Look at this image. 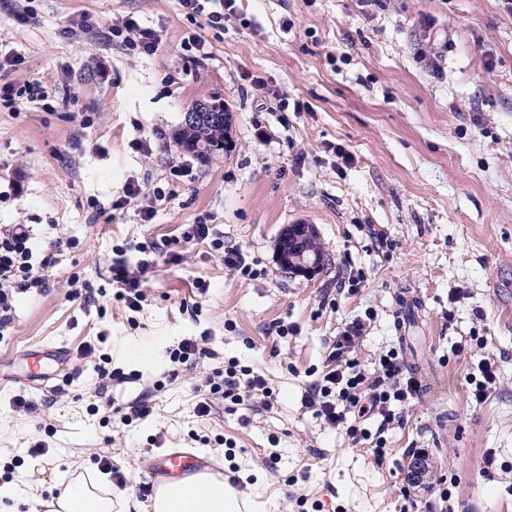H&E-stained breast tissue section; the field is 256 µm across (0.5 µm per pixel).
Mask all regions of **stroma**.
<instances>
[{
  "label": "stroma",
  "mask_w": 512,
  "mask_h": 512,
  "mask_svg": "<svg viewBox=\"0 0 512 512\" xmlns=\"http://www.w3.org/2000/svg\"><path fill=\"white\" fill-rule=\"evenodd\" d=\"M19 3L33 22L17 23L14 4L0 0V44L24 58L8 80L40 82L48 97L0 100V232L32 225L34 258L51 252L55 264L45 287L16 295L0 331V483L28 474L47 500L77 475L97 474L94 456L107 448L127 475L116 495L146 506L143 457L192 448L212 467L236 466L255 512H300L301 497L320 512H512V5L236 0L234 18L215 29L206 14L188 18L180 0ZM83 15L93 30L70 33ZM125 16L158 31L153 54L103 38ZM196 32L211 56L194 64L181 43ZM246 72L288 110L258 97ZM213 100L229 115L225 148L195 162L194 181H179L169 163L183 152V117ZM158 129L165 138L152 156L133 148ZM130 179L172 188L153 223L132 209L103 214ZM201 217L213 235L183 240ZM300 221L317 225L326 255L311 278L286 273L276 255L281 229ZM151 242L157 264L131 314L112 300V251ZM229 248L253 277L225 272ZM174 250L182 262H171ZM74 277L87 288L72 299ZM348 277L356 290L340 287ZM198 280L206 292L194 289ZM369 308L377 316L361 364L406 334L405 370L421 384L379 462L302 404L329 342ZM281 324L290 334H277ZM203 333L211 357L170 362L169 349ZM102 336L112 347L104 380L78 357ZM480 336L497 380L477 405L465 377ZM458 342L465 353H455ZM50 345L64 358L31 388L20 379L23 355ZM231 360L269 379L271 403L217 398L197 416L204 378ZM18 394L37 410L15 411ZM137 401L151 406L146 419L103 423L105 404ZM39 441L46 454H33ZM408 448L429 453L416 489Z\"/></svg>",
  "instance_id": "35a3bbf8"
}]
</instances>
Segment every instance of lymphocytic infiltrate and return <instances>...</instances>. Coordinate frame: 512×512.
Wrapping results in <instances>:
<instances>
[{
	"label": "lymphocytic infiltrate",
	"mask_w": 512,
	"mask_h": 512,
	"mask_svg": "<svg viewBox=\"0 0 512 512\" xmlns=\"http://www.w3.org/2000/svg\"><path fill=\"white\" fill-rule=\"evenodd\" d=\"M109 38L121 39L130 51L144 55L153 54L159 37L155 29L141 25L133 17L118 20L108 31ZM165 189L146 190L138 181H127L122 191L112 198L109 208L120 212L136 208L142 223H152L159 202L166 200ZM32 228L16 224L0 234V327L12 320L13 300L17 294L43 286L48 269L55 259L45 255L40 262H33L30 247ZM135 257H127L124 250H116L110 266L113 298L117 305L130 312L140 311L146 294L143 284L154 266L152 246L141 244ZM374 318L372 311L353 318L337 332L327 348L323 369L312 382L304 396L306 407L312 408L330 428H341L355 440L369 442L375 458L384 455V431L399 416L393 406L408 403L417 394L420 384L414 377L405 375L403 361L396 350L378 355L371 366H361L356 357L366 332ZM211 394H223L225 400L237 405L244 397H271L272 391L265 376L252 369L229 361L220 381L211 383ZM379 418L378 434H371L366 423Z\"/></svg>",
	"instance_id": "1"
}]
</instances>
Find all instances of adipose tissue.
<instances>
[{
  "label": "adipose tissue",
  "instance_id": "obj_1",
  "mask_svg": "<svg viewBox=\"0 0 512 512\" xmlns=\"http://www.w3.org/2000/svg\"><path fill=\"white\" fill-rule=\"evenodd\" d=\"M45 504L47 512H112V488L82 480L69 484L59 495L41 501L28 481L0 485V500ZM152 512H234L235 504L224 494L223 480L209 476L194 481L177 480L164 486L151 503Z\"/></svg>",
  "mask_w": 512,
  "mask_h": 512
}]
</instances>
